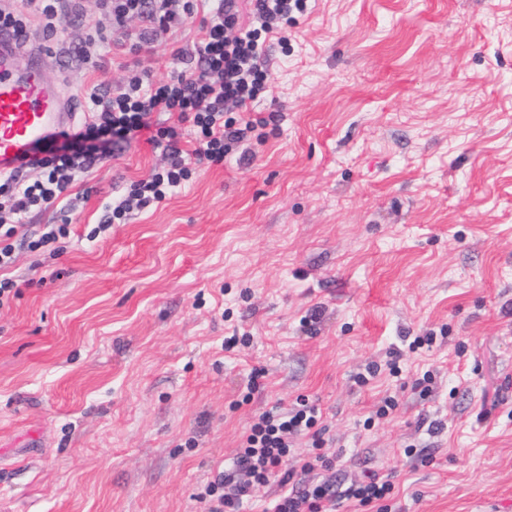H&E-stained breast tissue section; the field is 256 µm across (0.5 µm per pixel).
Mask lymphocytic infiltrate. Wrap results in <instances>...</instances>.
<instances>
[{
    "mask_svg": "<svg viewBox=\"0 0 512 512\" xmlns=\"http://www.w3.org/2000/svg\"><path fill=\"white\" fill-rule=\"evenodd\" d=\"M99 0L110 26L122 28L132 18L143 21L138 32L119 42L127 56L124 83L116 90L92 86L87 97L89 119L82 131L63 135L58 149H45L36 166L39 177H0V270L15 260L21 248H51L71 233L70 191L92 173L116 146L131 144L141 132L161 151L166 164L159 172L134 182L128 193L107 202L98 227L122 224L132 211L162 203L191 179L196 164L223 162L234 144L248 132L266 126L261 116H229L232 108L253 102L268 78L267 39L294 15L305 13L308 0H248L252 22L242 25L236 0ZM200 23L203 35L193 49L173 51L174 66L163 79L142 67L141 53L152 52L160 33ZM177 116L194 131L193 148H185L175 127L157 121L158 113ZM56 208L57 224L45 225L38 236L25 235L32 210ZM317 422V409L306 401L292 407L279 404L263 411L245 435L223 477L207 483L199 494L209 512H246L255 490L279 478L288 490L265 512H328L336 496L332 483L308 484L288 468L292 439ZM232 493H225V485Z\"/></svg>",
    "mask_w": 512,
    "mask_h": 512,
    "instance_id": "1",
    "label": "lymphocytic infiltrate"
}]
</instances>
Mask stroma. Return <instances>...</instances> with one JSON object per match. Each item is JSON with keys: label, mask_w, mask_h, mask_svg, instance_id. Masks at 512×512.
<instances>
[{"label": "stroma", "mask_w": 512, "mask_h": 512, "mask_svg": "<svg viewBox=\"0 0 512 512\" xmlns=\"http://www.w3.org/2000/svg\"><path fill=\"white\" fill-rule=\"evenodd\" d=\"M60 11L82 112L122 34L91 66L98 0ZM268 70L248 109L277 119L223 163L95 233L163 164L138 136L78 181L59 256L0 273V512H205L300 399L331 512H375L346 495L370 474L386 512H512V0H311Z\"/></svg>", "instance_id": "1"}]
</instances>
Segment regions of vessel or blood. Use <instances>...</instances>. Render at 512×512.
Masks as SVG:
<instances>
[{"label": "vessel or blood", "mask_w": 512, "mask_h": 512, "mask_svg": "<svg viewBox=\"0 0 512 512\" xmlns=\"http://www.w3.org/2000/svg\"><path fill=\"white\" fill-rule=\"evenodd\" d=\"M30 63L21 65L20 52ZM51 54L26 37L0 30V174L32 165L41 149L74 123L72 96L49 75Z\"/></svg>", "instance_id": "1"}]
</instances>
